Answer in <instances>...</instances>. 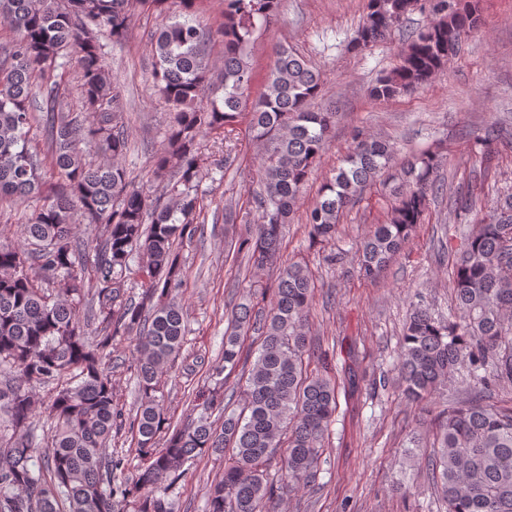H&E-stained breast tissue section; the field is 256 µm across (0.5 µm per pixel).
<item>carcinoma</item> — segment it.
<instances>
[{
	"mask_svg": "<svg viewBox=\"0 0 512 512\" xmlns=\"http://www.w3.org/2000/svg\"><path fill=\"white\" fill-rule=\"evenodd\" d=\"M196 0H0V21L17 32L0 44V200L32 194L45 203L18 240L0 242V512H173L185 465L201 456L224 461L221 476L205 493L203 512H277L284 495L314 482L335 420L336 381L308 370L312 340L308 319L315 282L308 265L280 266L270 308L253 298L237 304L224 332L221 375L239 366L244 338L259 339L245 371L241 398L224 402L219 379L203 412L172 424L162 404L164 377L189 333L183 307L173 298L184 265L176 244L197 232L201 141L227 142L217 167L236 160L231 135L242 123L254 143L258 190L253 206L228 202L224 223L244 234L225 237L224 252L245 257L240 288H264L268 265L314 165L326 152L336 113L308 108L321 90L319 70L292 49L275 48L266 90L251 98L255 72L250 48L258 26L278 14L280 0H224L222 95L210 96L204 33L182 17ZM428 5L429 26L406 42L394 70L369 95L389 101L424 88L479 27L475 0H366L365 14L349 50L362 51L401 25L418 3ZM153 5L166 14L154 36L155 82L172 116L167 142L152 158V175L163 194L134 187L119 159L129 150L118 117L122 95L111 82L92 26L112 41L126 39L136 9ZM76 58L82 111L64 110L70 73L59 58ZM43 128L46 153L31 150L29 132ZM105 145L111 160L86 163L83 144ZM389 143L354 130L350 152L336 167L302 228L314 243L336 240L343 212L389 170ZM50 164L54 180L39 174ZM442 157L435 152L407 159L392 176L395 205L389 222L376 224L360 241L362 276H380L408 245L429 198L441 190ZM477 180L454 209L476 225L460 233L450 289L454 309L437 320L420 306L406 323L396 363L404 395L420 403L468 368L478 394L448 403L437 413L431 475L446 512H512V406L490 402L512 384V192L483 213ZM80 215L102 225L99 243H78L71 224ZM91 264L95 282L81 273ZM140 278L138 300L126 283ZM135 343L137 404L123 422L106 372L118 339ZM45 388L41 401L37 389ZM43 410L47 447L34 416ZM220 412L221 422L208 412ZM128 426L131 460L108 452L112 432ZM285 449L277 470L275 453Z\"/></svg>",
	"mask_w": 512,
	"mask_h": 512,
	"instance_id": "obj_1",
	"label": "carcinoma"
}]
</instances>
